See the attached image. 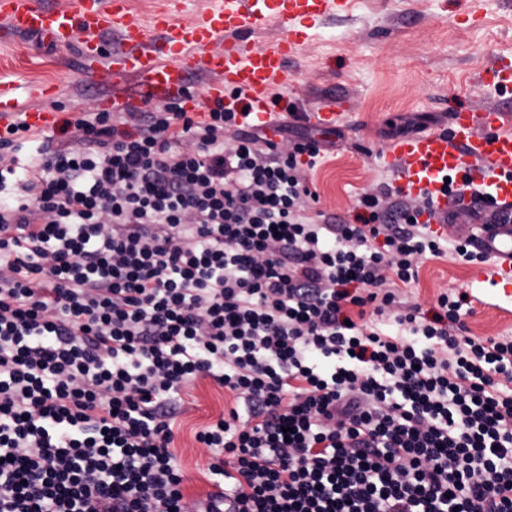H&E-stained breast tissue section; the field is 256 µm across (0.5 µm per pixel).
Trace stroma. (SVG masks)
Masks as SVG:
<instances>
[{
	"mask_svg": "<svg viewBox=\"0 0 512 512\" xmlns=\"http://www.w3.org/2000/svg\"><path fill=\"white\" fill-rule=\"evenodd\" d=\"M498 54L512 56V0H353L347 12L316 21L300 57L289 63L293 82L271 92L272 112L298 114L302 127L306 113L321 106L335 105L341 113L335 131L320 137V158L303 171L318 196L309 215L349 216L361 193L401 188L398 173L384 161L390 142L445 129L456 108L512 112V91L478 84ZM0 80L37 86L38 97H22V110L40 108L57 123L99 107L115 90L136 99V111L146 109L137 77L115 84L89 75L77 47L40 38L0 44ZM476 270L452 253L423 260L409 296L427 308L446 288L474 293ZM232 405V393L209 378L180 393L171 450L186 503L214 490L211 453L195 435Z\"/></svg>",
	"mask_w": 512,
	"mask_h": 512,
	"instance_id": "obj_1",
	"label": "stroma"
}]
</instances>
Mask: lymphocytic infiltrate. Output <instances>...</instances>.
Returning a JSON list of instances; mask_svg holds the SVG:
<instances>
[{"label":"lymphocytic infiltrate","instance_id":"1","mask_svg":"<svg viewBox=\"0 0 512 512\" xmlns=\"http://www.w3.org/2000/svg\"><path fill=\"white\" fill-rule=\"evenodd\" d=\"M39 157L0 129V512H185L181 390L233 393L197 441L195 512H512V336L470 300L404 299L447 242L431 203L307 216L300 156L168 103L64 119ZM473 314L465 317L470 333L474 336H512V308L507 298L500 302L502 308H480L473 301ZM509 310V311H507Z\"/></svg>","mask_w":512,"mask_h":512}]
</instances>
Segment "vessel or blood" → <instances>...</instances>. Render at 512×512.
Masks as SVG:
<instances>
[{
    "label": "vessel or blood",
    "instance_id": "vessel-or-blood-1",
    "mask_svg": "<svg viewBox=\"0 0 512 512\" xmlns=\"http://www.w3.org/2000/svg\"><path fill=\"white\" fill-rule=\"evenodd\" d=\"M349 0H224L199 19L183 24L175 11L154 14L150 26L129 17L128 0H78L76 9L53 8L40 0H0V30L11 35L48 39L56 46L77 45L84 66L102 56L99 37L117 34L121 48L112 54L108 71L113 79L138 76L149 101L166 104L196 101L198 96L219 100L225 110L247 112L250 121L273 131L270 93L291 79L289 59L299 57L303 43L297 23L317 20L328 10L344 11ZM276 21L281 36L266 49L245 48L243 31ZM88 37L76 41V31ZM224 41L220 51L209 44ZM201 72L214 80L202 94L192 93L188 78ZM482 85L512 88V61L492 59L480 76ZM241 98H234V91ZM20 107L17 86L0 82V124ZM503 114L491 109L477 113L461 107L449 116L447 129L417 133L394 140L386 162L399 174L405 193L428 199L433 213H448L463 206H484L512 213V133L501 132ZM479 246L494 258V265L479 270L477 281L505 284L512 298V222L480 224Z\"/></svg>",
    "mask_w": 512,
    "mask_h": 512
}]
</instances>
